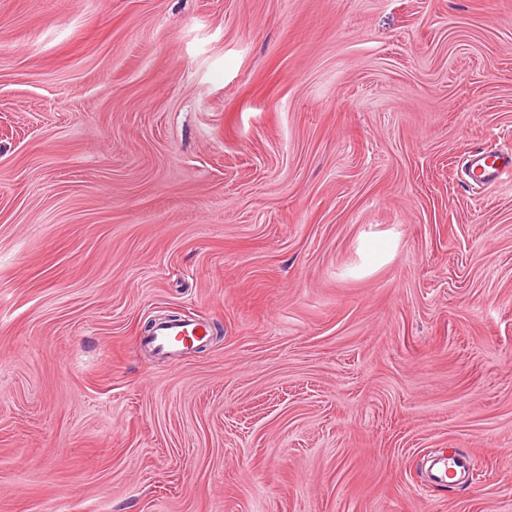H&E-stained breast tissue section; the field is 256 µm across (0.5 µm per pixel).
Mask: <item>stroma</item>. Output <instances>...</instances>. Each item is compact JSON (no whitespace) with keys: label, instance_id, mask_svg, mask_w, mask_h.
Segmentation results:
<instances>
[{"label":"stroma","instance_id":"1","mask_svg":"<svg viewBox=\"0 0 512 512\" xmlns=\"http://www.w3.org/2000/svg\"><path fill=\"white\" fill-rule=\"evenodd\" d=\"M491 149L512 0H0V512H512ZM469 175L473 183L512 185V156L497 151H480L470 158ZM206 335L207 328L204 324L194 321H173L158 324L153 334L144 338L143 342L159 355L177 358L185 352L186 345L183 343L185 336H192L193 339L202 341Z\"/></svg>","mask_w":512,"mask_h":512}]
</instances>
